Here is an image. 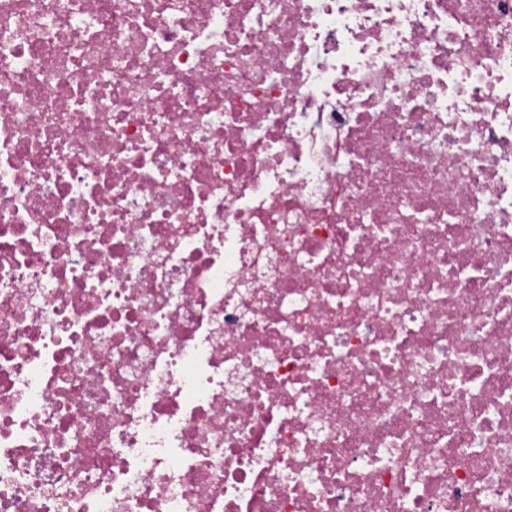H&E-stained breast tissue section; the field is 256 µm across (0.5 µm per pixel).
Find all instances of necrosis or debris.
<instances>
[{"instance_id":"necrosis-or-debris-1","label":"necrosis or debris","mask_w":512,"mask_h":512,"mask_svg":"<svg viewBox=\"0 0 512 512\" xmlns=\"http://www.w3.org/2000/svg\"><path fill=\"white\" fill-rule=\"evenodd\" d=\"M0 512H512V0H0Z\"/></svg>"}]
</instances>
